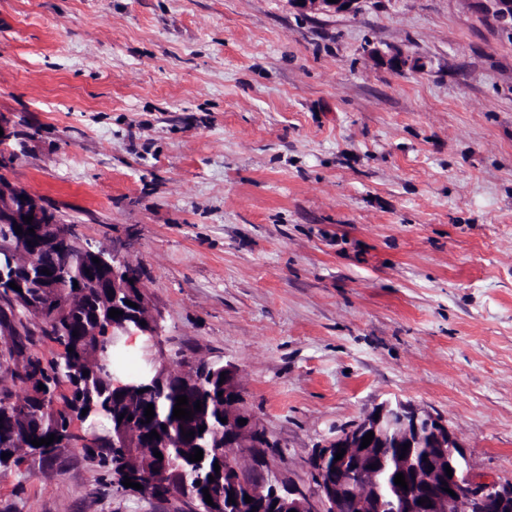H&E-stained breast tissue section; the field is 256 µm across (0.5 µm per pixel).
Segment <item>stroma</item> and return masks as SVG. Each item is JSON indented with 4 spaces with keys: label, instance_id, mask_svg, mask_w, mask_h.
<instances>
[{
    "label": "stroma",
    "instance_id": "1",
    "mask_svg": "<svg viewBox=\"0 0 512 512\" xmlns=\"http://www.w3.org/2000/svg\"><path fill=\"white\" fill-rule=\"evenodd\" d=\"M0 113L10 177L141 270L166 359L237 366L280 471L400 399L512 481V39L480 5L0 0ZM92 454L0 467V512H190ZM291 4L301 14H354L358 10L357 4L361 0H337L336 3H330L328 0H290ZM347 5V8H344Z\"/></svg>",
    "mask_w": 512,
    "mask_h": 512
}]
</instances>
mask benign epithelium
I'll use <instances>...</instances> for the list:
<instances>
[{"mask_svg":"<svg viewBox=\"0 0 512 512\" xmlns=\"http://www.w3.org/2000/svg\"><path fill=\"white\" fill-rule=\"evenodd\" d=\"M360 0H291V4L301 14H354ZM492 16L498 27L512 32V0H488ZM371 60L385 63L391 67L403 68L409 64V58L400 51L388 53L377 49L368 51ZM0 162L13 163V156L8 150L9 142L15 135L11 120L0 114ZM31 216L27 224L23 217ZM19 225L24 233L18 235L14 225ZM34 229L35 234L27 233ZM42 255L41 268L50 271L43 275L46 284V302L39 314L21 327L6 312L0 314V334L9 338L13 336H37L47 334L60 316L62 302L59 288L63 287L69 272V256L79 251L100 263L89 262V272L83 281V287L102 291L104 285L99 282L96 270L106 267L112 270V308L123 312V316L110 321L105 330L98 327H86L78 332L80 336H98L109 338V343L117 345L123 336L140 333L150 341L158 342L159 323L152 314L145 286L141 281L138 268L119 258L117 254L94 251L84 245L73 233L65 231L63 220L58 213L49 208L43 198L29 192L6 173L0 172V299L6 301L11 309L20 303L16 300L13 282L24 287L19 278L18 258L28 252ZM137 304L133 308L126 301ZM146 325H141V322ZM190 364L187 362L154 361L151 363V382L142 379L128 381L125 384L112 385V395L121 397L138 390H149L154 383L165 382L171 375L182 374L183 382L190 383ZM220 370L225 372L224 380V418L227 423L217 430V435L224 441L232 443L234 448H242L251 458L262 457L271 460L273 451L261 445L258 438L265 429L260 420L245 405L238 369L231 364H224ZM67 380L69 389L66 393L53 389L51 409L66 420L63 428L55 430L57 440L44 449L47 454L62 448H72L81 441V437L71 430V420L78 414L81 402L77 401V378L74 370L66 375H57V381ZM245 419L247 423L239 424ZM374 433V438L392 434L398 447L409 445L405 458L397 459L396 465L403 470L416 474V487L409 495L410 507L407 512H512V483L496 480H482L468 472L465 477L447 476L445 466L452 464L455 455H466L465 446L458 433L450 428L442 417L431 411L400 400L382 401L366 411L352 424L336 431V435L326 439L314 448L307 460L310 475L309 483H298L285 479L277 469H272L276 480H268L266 473L256 475L257 483H252L242 476L235 461L224 458V471L234 473V481L241 485L239 496L253 498L250 506L256 512H266L267 502L276 504L279 512H340V506L349 502L357 512H373L371 499L363 488L371 474L374 453L372 447H361L363 437ZM428 447V451L419 459L413 458L412 449ZM94 448H135L137 442L130 441L129 425L126 421L112 419V429L106 436L94 438ZM345 450L342 459L335 460L338 449ZM168 459L161 460L151 473L137 474V482L143 486L142 492L148 494L166 476ZM449 488L454 494L443 491ZM427 499L420 504L418 500Z\"/></svg>","mask_w":512,"mask_h":512,"instance_id":"obj_1","label":"benign epithelium"}]
</instances>
